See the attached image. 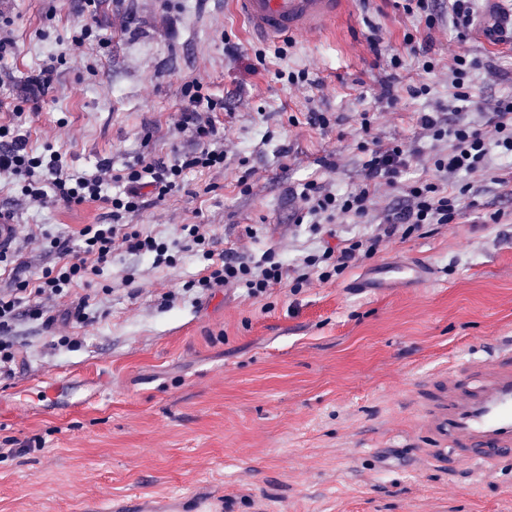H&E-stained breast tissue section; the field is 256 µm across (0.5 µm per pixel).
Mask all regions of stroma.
I'll return each mask as SVG.
<instances>
[{
  "label": "stroma",
  "mask_w": 512,
  "mask_h": 512,
  "mask_svg": "<svg viewBox=\"0 0 512 512\" xmlns=\"http://www.w3.org/2000/svg\"><path fill=\"white\" fill-rule=\"evenodd\" d=\"M402 4L355 0L333 30L292 39L285 59L259 69L265 43L231 0H101L97 40L82 45L72 40L82 0H13L17 48L0 59V124L11 123L28 76L60 54L44 103L23 127L30 146H53L77 174L103 157L117 167L147 150L164 158L191 148L179 128L182 87L199 80L230 114L224 165L186 171L179 193L131 221L170 241L182 225L202 224L215 253L257 259L272 248L291 266L310 245L289 221L292 192L311 180L340 192L361 183L362 113H373L381 142L417 151L405 173L415 180L440 149L416 118L451 109L457 54L484 62L467 121L486 126L497 100L512 97V43L486 35L489 16L511 14L512 0H477L466 29L454 26L448 0H438L429 29ZM413 34L429 44L433 71L411 53ZM228 39L241 58L225 57ZM302 68L311 84L275 76ZM419 84L430 94L410 96ZM387 85L392 107L381 99ZM310 111L335 113L339 124L313 128ZM328 156L335 169L324 167ZM510 171L512 158L491 156L485 170L461 176L477 204L454 223L393 237L338 279L311 277L296 294L219 288L198 297L182 288L201 273V256L157 267L116 251L97 321L76 323L48 300L50 325L21 317L12 326L16 363L0 376V512H79L88 499L214 489L225 501L213 512H512V464L478 473L464 459L436 461L421 418L441 366L489 359L512 337V181L502 180ZM0 208L14 215L30 278L56 261L43 232L97 224L104 213L92 201L31 204L7 176ZM411 261L430 264L433 282L380 272ZM51 381L76 391L50 399Z\"/></svg>",
  "instance_id": "1"
}]
</instances>
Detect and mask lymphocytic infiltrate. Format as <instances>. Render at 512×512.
<instances>
[{
  "label": "lymphocytic infiltrate",
  "mask_w": 512,
  "mask_h": 512,
  "mask_svg": "<svg viewBox=\"0 0 512 512\" xmlns=\"http://www.w3.org/2000/svg\"><path fill=\"white\" fill-rule=\"evenodd\" d=\"M223 108V102L205 93L201 83L187 82L181 129L193 144L191 151L175 152L167 160L142 153L118 169L104 157L97 161L94 173L78 177L70 173L61 152L50 146L40 152L33 150L20 126L0 125V175L17 181L30 201L71 207L100 200L107 207L105 223L86 224L50 236V247L58 257L55 265L44 268L35 280L15 277L10 287L0 289V371H10L16 357L9 334L19 308H26L30 319L39 320L44 316L42 300L65 297L69 300L66 314L76 322L87 324L100 317L99 300L92 289L117 249L147 257L156 266L176 264L184 250L201 252L209 265L206 275L193 287L202 293L235 286L258 297L285 283L296 291L311 275L328 281L373 258L382 243L394 235L406 239L426 225L453 223L467 191L459 175L485 167L491 152L512 156V98L500 101L485 128L459 117H444L440 112L419 113L420 128L433 140L447 142L448 150L434 156L432 177L414 181L402 178L415 156L414 150L401 141L381 143L371 135L370 117H363L359 147L367 159L362 183L345 194L315 181L304 184L293 220L305 226L321 244L291 267L285 266L272 250L257 263L232 251L215 254L201 224L183 225L180 240L174 243L128 223V216L178 193L185 171L223 167L224 124L217 116ZM383 185L395 192L397 201L384 212L376 229L330 245L327 238L340 219L365 223L375 194ZM77 286L83 287V295L71 297V290Z\"/></svg>",
  "instance_id": "obj_1"
}]
</instances>
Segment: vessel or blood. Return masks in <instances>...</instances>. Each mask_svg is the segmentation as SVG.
Returning a JSON list of instances; mask_svg holds the SVG:
<instances>
[{"instance_id": "b4317fda", "label": "vessel or blood", "mask_w": 512, "mask_h": 512, "mask_svg": "<svg viewBox=\"0 0 512 512\" xmlns=\"http://www.w3.org/2000/svg\"><path fill=\"white\" fill-rule=\"evenodd\" d=\"M252 34L263 39L321 33L335 24L349 0H232ZM402 280L431 278L426 263L393 267ZM439 400L432 404L426 428L436 457L461 455L478 463L512 461V341L503 340L491 370L449 365ZM83 512H208L203 499L174 506L165 499H121L109 508L87 502Z\"/></svg>"}]
</instances>
